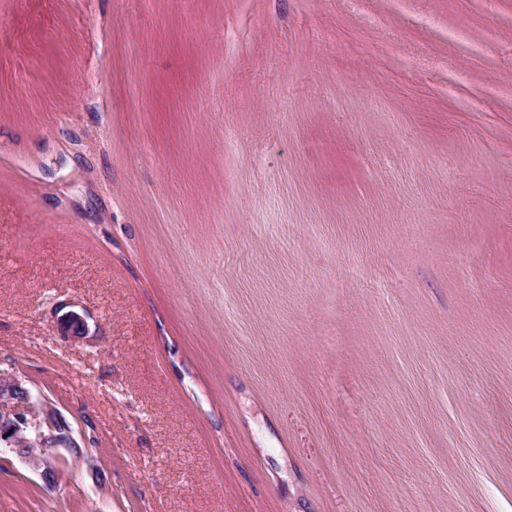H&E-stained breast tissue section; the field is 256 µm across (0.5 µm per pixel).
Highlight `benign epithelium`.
I'll list each match as a JSON object with an SVG mask.
<instances>
[{
    "mask_svg": "<svg viewBox=\"0 0 512 512\" xmlns=\"http://www.w3.org/2000/svg\"><path fill=\"white\" fill-rule=\"evenodd\" d=\"M64 336H86L85 316L66 312L59 321ZM67 426L52 408L33 401L32 394L16 376L0 374V448H8L49 482L55 465L49 449L67 444Z\"/></svg>",
    "mask_w": 512,
    "mask_h": 512,
    "instance_id": "7a95c632",
    "label": "benign epithelium"
}]
</instances>
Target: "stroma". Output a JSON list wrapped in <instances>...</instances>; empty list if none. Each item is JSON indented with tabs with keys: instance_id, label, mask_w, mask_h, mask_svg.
Returning a JSON list of instances; mask_svg holds the SVG:
<instances>
[{
	"instance_id": "35a3bbf8",
	"label": "stroma",
	"mask_w": 512,
	"mask_h": 512,
	"mask_svg": "<svg viewBox=\"0 0 512 512\" xmlns=\"http://www.w3.org/2000/svg\"><path fill=\"white\" fill-rule=\"evenodd\" d=\"M0 373V512H512V0H0ZM87 330L85 316L73 310L66 312L59 321V331L63 336L81 339ZM67 426L16 376L0 373V450L9 448L48 481H54L55 465L49 448L67 445Z\"/></svg>"
}]
</instances>
